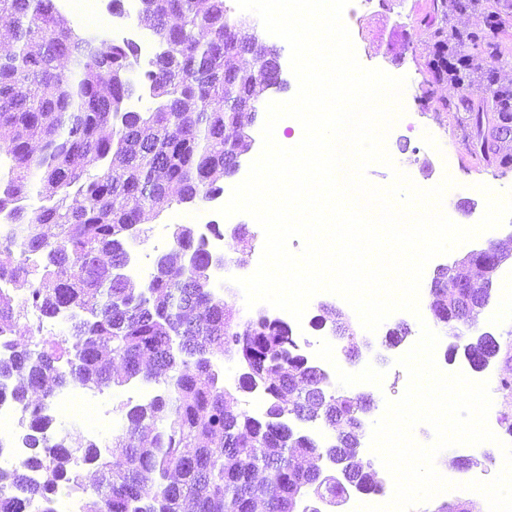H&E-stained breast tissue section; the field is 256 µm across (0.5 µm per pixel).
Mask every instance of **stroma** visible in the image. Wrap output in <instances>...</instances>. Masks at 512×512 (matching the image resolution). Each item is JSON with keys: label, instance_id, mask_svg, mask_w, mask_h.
<instances>
[{"label": "stroma", "instance_id": "obj_1", "mask_svg": "<svg viewBox=\"0 0 512 512\" xmlns=\"http://www.w3.org/2000/svg\"><path fill=\"white\" fill-rule=\"evenodd\" d=\"M434 0H371L369 5L346 16L360 62L367 67L384 70L407 79L403 104L407 118L414 124L410 139H403L401 127H394L387 138V149L396 165L405 171L420 187L438 184L443 176H451L456 186L448 194L443 206L445 213L457 224L472 226L482 218L486 199L480 185H487L496 193L512 190V166L499 167L485 162L475 151L473 133L466 112L457 110L458 100L476 105H488L499 89L512 90V0H473L462 10H448L434 16ZM499 13L502 29L495 34L497 55H488L481 46L471 48L474 66L463 81L438 79L428 68L433 58L441 29H453L463 35L484 33L489 15ZM214 218L209 205L190 208L174 205L150 217L145 227L146 240L140 245L141 263L152 270L157 254L172 245V234L185 214ZM224 234V257L230 263V274L246 277L252 274L262 253L264 234L248 215L237 214L220 220ZM243 226V234H234L235 226ZM245 267H238V260ZM512 280V262L498 270L488 304L471 313L465 324L474 334L488 333L495 337L499 351L484 370L473 371L472 376L487 382L493 404L488 424L497 436V443H487L476 450L449 448L440 453L443 472L463 483L457 500L483 504L479 493L466 490L467 482L487 481L497 473L496 462L503 453L501 444L512 445V318L504 317L499 301L504 297V284ZM430 279H423L420 288L419 315L400 311L386 319L376 332L369 334L373 355L348 356L344 341L333 337L329 328H318L314 320L322 307L350 313V306L331 293L314 296L293 334L302 353L310 349L333 348L337 355L336 368L330 371L328 381L333 390L352 395L371 397L372 406L360 431L362 446L358 458L371 464L381 483H388L389 473L379 458L374 457L367 440L374 422L383 414L387 400L398 399L405 391L408 376L397 366L396 360L409 351L420 337L422 326H435L436 320L429 308ZM405 326L408 333L394 348L382 343L388 330ZM471 459L467 471L456 467L458 459Z\"/></svg>", "mask_w": 512, "mask_h": 512}]
</instances>
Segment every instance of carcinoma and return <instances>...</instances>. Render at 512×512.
<instances>
[{
  "mask_svg": "<svg viewBox=\"0 0 512 512\" xmlns=\"http://www.w3.org/2000/svg\"><path fill=\"white\" fill-rule=\"evenodd\" d=\"M138 23L157 39L149 69L133 78L139 45L79 36L54 0H0V21L17 46L0 55V215L8 220L5 250L42 254L43 273L23 298L11 285L24 273L0 260V336H11L31 306L48 318L69 313L67 334L39 351L13 347L0 358V380L30 408L28 458L0 478V512H56L68 488L86 494L82 512H324L349 497L340 483L352 474L360 492L380 488L375 471L355 461L363 397L327 388V377L300 349L287 345L292 329L261 315L241 320L210 288L212 257L191 224L177 225L172 247L155 258L150 278L136 288L126 274L131 244L142 239L146 211L167 203L204 204L223 191L228 154L245 150L244 128L257 112L247 102L275 85L260 79L258 56L232 30L225 0H140ZM439 45L467 59V43L441 33ZM76 72L62 69L65 61ZM156 100L147 112L126 108L137 90ZM474 116L477 147L486 161L507 165L508 127L483 129ZM231 129L234 135L227 136ZM97 172L92 174L90 169ZM37 184L41 204H26ZM81 197L67 205L70 191ZM57 232L48 235L44 227ZM447 266V287L433 296L446 328L488 304L484 288ZM453 293H448V289ZM332 332L356 353L357 337L334 313ZM447 358L463 351L478 370L499 349L494 336L471 342L454 334ZM242 366L234 387L220 384L210 347ZM139 379L157 386L129 408L112 435L110 453L124 458L114 470L92 440L74 446L48 434L52 419L43 397L70 382L98 391ZM266 396L263 417L240 407V393ZM348 430L322 447L294 431L290 419ZM327 458L336 469L304 468L299 459ZM94 467L84 482L74 464ZM37 473L36 480L31 474Z\"/></svg>",
  "mask_w": 512,
  "mask_h": 512,
  "instance_id": "obj_1",
  "label": "carcinoma"
}]
</instances>
